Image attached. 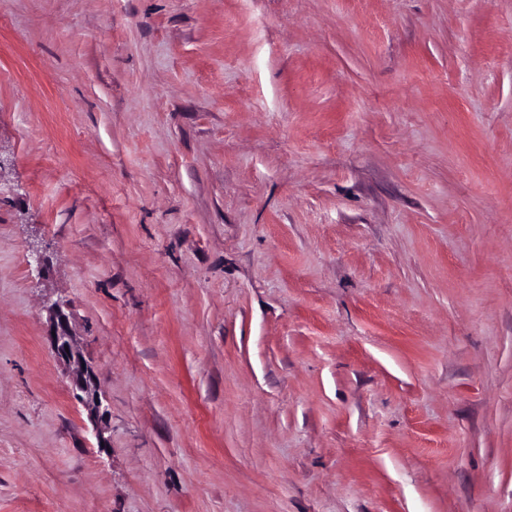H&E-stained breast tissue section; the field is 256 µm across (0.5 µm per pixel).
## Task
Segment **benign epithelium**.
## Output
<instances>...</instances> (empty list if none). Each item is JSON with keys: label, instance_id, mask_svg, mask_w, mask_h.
Masks as SVG:
<instances>
[{"label": "benign epithelium", "instance_id": "7a95c632", "mask_svg": "<svg viewBox=\"0 0 512 512\" xmlns=\"http://www.w3.org/2000/svg\"><path fill=\"white\" fill-rule=\"evenodd\" d=\"M47 312L48 331L55 332L48 339L56 359L69 372V390L73 398L87 409L91 422L97 424L107 410L98 378L78 346L67 301L57 299L47 307Z\"/></svg>", "mask_w": 512, "mask_h": 512}]
</instances>
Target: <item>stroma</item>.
I'll list each match as a JSON object with an SVG mask.
<instances>
[{
    "mask_svg": "<svg viewBox=\"0 0 512 512\" xmlns=\"http://www.w3.org/2000/svg\"><path fill=\"white\" fill-rule=\"evenodd\" d=\"M0 512H512V0H0ZM47 312L48 339L56 359L69 372V390L73 398L87 409L91 422L96 426L95 432L100 443L105 444L102 429L98 426L107 414L101 386L78 346L67 301L57 299L47 307ZM52 331H55V336H52ZM65 346H68L69 352H66Z\"/></svg>",
    "mask_w": 512,
    "mask_h": 512,
    "instance_id": "obj_1",
    "label": "stroma"
}]
</instances>
